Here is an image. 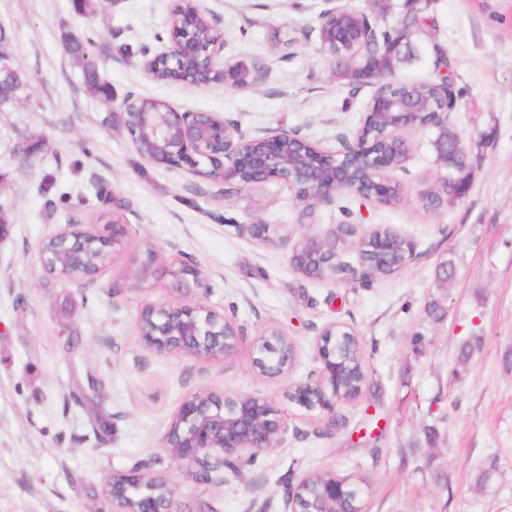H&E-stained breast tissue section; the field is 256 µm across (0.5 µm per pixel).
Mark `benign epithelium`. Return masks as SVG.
Listing matches in <instances>:
<instances>
[{
	"label": "benign epithelium",
	"instance_id": "1",
	"mask_svg": "<svg viewBox=\"0 0 512 512\" xmlns=\"http://www.w3.org/2000/svg\"><path fill=\"white\" fill-rule=\"evenodd\" d=\"M329 8L323 10L316 27L321 52L340 72L361 84L381 85L385 82L395 86L403 81L395 73L379 76L368 70L361 50L391 35L394 27H380L377 21L365 13H355V41L360 50L342 56L327 48L336 44V21L347 10L335 5V0H326ZM206 23L197 0H179V13L167 43L157 50L142 52L141 68L148 77L164 70L172 75L186 73L192 76L188 85L206 88L224 84L235 88H249L256 84L258 70H250L241 59L224 58V40L219 38L206 43L200 29ZM437 73L435 92L441 109L428 113L425 124H415L422 111L421 101L413 95L386 97L374 93L366 108V117L377 112H387L392 124L385 140L394 150L409 154V143L404 132L410 129L442 128L448 126V114L455 111L458 97L454 84L448 82L452 72L448 60L435 62ZM121 112L128 116L124 128L135 149L157 166L167 169L187 170L205 180L219 174L218 181L244 190L254 184L276 180L293 190L303 187L313 206L329 203L336 193L351 190L354 185L351 171L357 162L367 165L373 184L380 193L390 189L388 180L375 177L391 166V155L359 139L340 138V149L316 151L311 157L307 151L294 149L296 142L303 140L297 133L282 131L276 134H248L238 125L213 112H181L168 102L156 98L129 96ZM471 163L465 162L456 178L442 174L439 180L448 184L451 193L458 188L469 189ZM93 240L100 245L98 262H103L108 248L117 242V233L103 236L86 229L81 224H63L47 241L61 242L58 246L56 264L64 277L72 280L90 281L95 273L76 263L73 256L82 252L85 244ZM334 236L306 234L296 244L291 262L298 266L302 258L325 254ZM342 279L349 282L366 281L372 272L365 261L354 266L341 263ZM167 289L184 296H194L207 283L199 267L192 261L183 260L163 268ZM336 335V324L323 328L316 337L315 346L320 368L303 382L293 386L289 399L310 413L333 416L336 405L343 398L336 396V385L342 379L348 363L358 359L359 345L341 351L329 350L326 339ZM140 342L156 353L181 352L192 356L223 358L236 348L244 336V329L235 321L200 304L172 306L148 304L144 306L138 320ZM281 333L273 329L257 338L254 343L253 368L261 370L270 378L281 377L291 372L295 362V346L292 340L280 341ZM322 395L320 401L312 400L313 391ZM287 432V427L275 417L272 405L265 399L249 396H217L207 393L195 394L185 399L165 434V447L171 457L183 464H195L207 471L212 467H225L236 471L245 461L254 459L260 452L272 448ZM144 474L135 469L131 472H114L106 481V492L112 499V512H178L175 508L176 492L171 484L160 495L143 489ZM331 483L323 488L321 495L305 509L298 501L307 491V478H302L287 491L286 505L290 512H329L327 506L336 505L349 496V483L336 481L331 474Z\"/></svg>",
	"mask_w": 512,
	"mask_h": 512
}]
</instances>
